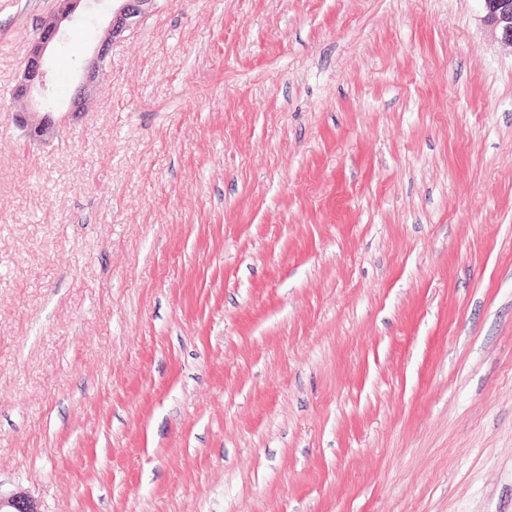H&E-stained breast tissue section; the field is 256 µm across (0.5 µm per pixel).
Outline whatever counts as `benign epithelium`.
Returning a JSON list of instances; mask_svg holds the SVG:
<instances>
[{
	"instance_id": "benign-epithelium-1",
	"label": "benign epithelium",
	"mask_w": 512,
	"mask_h": 512,
	"mask_svg": "<svg viewBox=\"0 0 512 512\" xmlns=\"http://www.w3.org/2000/svg\"><path fill=\"white\" fill-rule=\"evenodd\" d=\"M83 0H57L56 12L44 21L37 41L31 46L24 62L20 80L13 97L25 100L30 109L18 113L19 122L32 139L47 135L54 125L53 114L57 111L55 99L50 93L51 65L49 49L61 36V24L70 20ZM122 6L112 13L105 37L97 55L83 67L84 82L71 97L69 111L82 112L88 103V88L94 83L103 68L112 41L121 36L136 18L145 14V6L154 0H120ZM487 22L500 32L501 39L512 45V0H484ZM9 512H40L31 497L16 493L7 498L0 495V512L4 507Z\"/></svg>"
}]
</instances>
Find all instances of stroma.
Segmentation results:
<instances>
[{"label":"stroma","instance_id":"35a3bbf8","mask_svg":"<svg viewBox=\"0 0 512 512\" xmlns=\"http://www.w3.org/2000/svg\"><path fill=\"white\" fill-rule=\"evenodd\" d=\"M0 0V495L512 512V46L483 0H153L50 137Z\"/></svg>","mask_w":512,"mask_h":512}]
</instances>
